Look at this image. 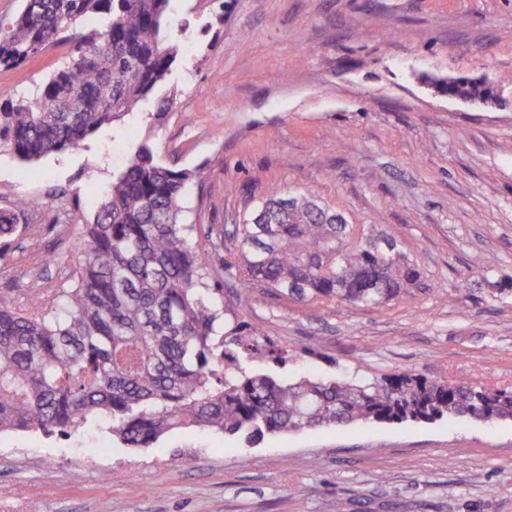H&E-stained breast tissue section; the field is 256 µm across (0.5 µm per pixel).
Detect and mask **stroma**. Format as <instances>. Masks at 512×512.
Instances as JSON below:
<instances>
[{
  "instance_id": "obj_1",
  "label": "stroma",
  "mask_w": 512,
  "mask_h": 512,
  "mask_svg": "<svg viewBox=\"0 0 512 512\" xmlns=\"http://www.w3.org/2000/svg\"><path fill=\"white\" fill-rule=\"evenodd\" d=\"M183 50L148 100L81 148L0 153V209L28 203L0 249V307L68 285L72 244L131 146L197 170L194 240L273 189L373 226L417 288L343 308L254 289L243 318L288 349L266 371L412 370L512 388V0H172ZM71 45L0 68L32 97ZM479 77L488 105L436 80ZM165 114H158V107ZM455 297L447 303L445 294ZM0 512H512V420L370 423L244 439L176 430L152 449L107 433L0 435Z\"/></svg>"
}]
</instances>
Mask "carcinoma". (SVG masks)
I'll return each mask as SVG.
<instances>
[{
    "mask_svg": "<svg viewBox=\"0 0 512 512\" xmlns=\"http://www.w3.org/2000/svg\"><path fill=\"white\" fill-rule=\"evenodd\" d=\"M171 0H25L0 22V68L56 43L68 61L30 99L0 102V148L20 161L78 149L166 81L179 54L167 34ZM454 98L488 100L484 82L439 83ZM192 169L161 164L148 140L99 194L75 238L71 283L34 295L26 311L0 309V434L69 435L106 426L131 448H153L175 429L248 442L316 427L469 418L512 419V391L413 371L292 380L251 363L286 365L288 350L240 317L253 288L300 302L378 304L417 285L394 241L338 224L335 209L306 196L284 205L270 191L241 224L208 229L225 275L185 223ZM25 200L0 209V239L18 228ZM261 212L265 223H252Z\"/></svg>",
    "mask_w": 512,
    "mask_h": 512,
    "instance_id": "cac0c4a2",
    "label": "carcinoma"
}]
</instances>
